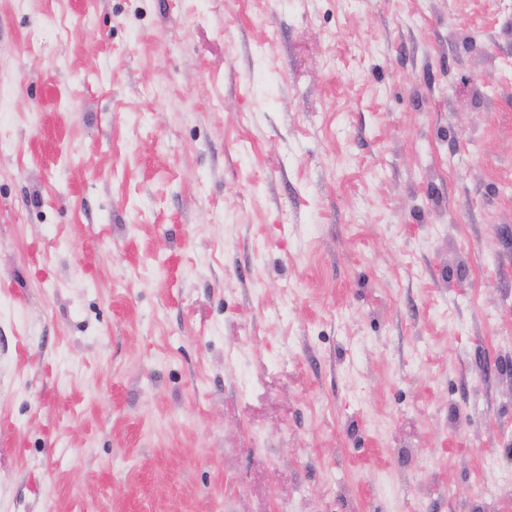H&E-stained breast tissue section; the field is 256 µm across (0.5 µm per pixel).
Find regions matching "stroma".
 I'll return each mask as SVG.
<instances>
[{
  "instance_id": "35a3bbf8",
  "label": "stroma",
  "mask_w": 512,
  "mask_h": 512,
  "mask_svg": "<svg viewBox=\"0 0 512 512\" xmlns=\"http://www.w3.org/2000/svg\"><path fill=\"white\" fill-rule=\"evenodd\" d=\"M0 512H512V0H0Z\"/></svg>"
}]
</instances>
